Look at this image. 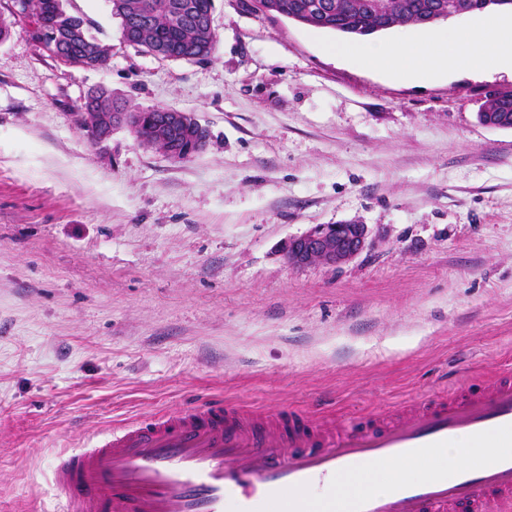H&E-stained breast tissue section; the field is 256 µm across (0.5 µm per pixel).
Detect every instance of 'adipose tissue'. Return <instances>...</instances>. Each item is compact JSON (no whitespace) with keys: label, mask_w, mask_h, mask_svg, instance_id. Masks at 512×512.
<instances>
[{"label":"adipose tissue","mask_w":512,"mask_h":512,"mask_svg":"<svg viewBox=\"0 0 512 512\" xmlns=\"http://www.w3.org/2000/svg\"><path fill=\"white\" fill-rule=\"evenodd\" d=\"M336 51L369 66L399 69L410 79H431L460 69L512 70V18L486 12L468 30L403 33L390 43H344Z\"/></svg>","instance_id":"obj_1"}]
</instances>
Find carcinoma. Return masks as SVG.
Here are the masks:
<instances>
[{"mask_svg": "<svg viewBox=\"0 0 512 512\" xmlns=\"http://www.w3.org/2000/svg\"><path fill=\"white\" fill-rule=\"evenodd\" d=\"M213 0H113L112 14L123 18L137 11L152 15V24L139 30L135 25H121L125 41L161 60H177L180 43L195 44L199 33L188 21L189 6L209 8ZM278 16L315 29L332 31L348 38H361L395 25L423 26L436 11L448 15L460 12L501 11L512 9V0H278ZM95 55L82 47H73L58 62L77 66L88 61L106 62L110 46L95 41ZM484 111L502 126L512 127V94L491 97Z\"/></svg>", "mask_w": 512, "mask_h": 512, "instance_id": "obj_1", "label": "carcinoma"}]
</instances>
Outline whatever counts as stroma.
Returning a JSON list of instances; mask_svg holds the SVG:
<instances>
[{
	"instance_id": "1",
	"label": "stroma",
	"mask_w": 512,
	"mask_h": 512,
	"mask_svg": "<svg viewBox=\"0 0 512 512\" xmlns=\"http://www.w3.org/2000/svg\"><path fill=\"white\" fill-rule=\"evenodd\" d=\"M214 5L208 61L127 44L110 0H66L105 66L0 42V512L49 507L60 450L198 395L340 416L512 369V129L478 119L512 72L412 81ZM98 89L193 113L205 148L92 142ZM345 222L371 241L350 262L283 258Z\"/></svg>"
}]
</instances>
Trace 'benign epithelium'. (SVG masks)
<instances>
[{
	"label": "benign epithelium",
	"instance_id": "benign-epithelium-1",
	"mask_svg": "<svg viewBox=\"0 0 512 512\" xmlns=\"http://www.w3.org/2000/svg\"><path fill=\"white\" fill-rule=\"evenodd\" d=\"M35 23L30 31L35 40L49 54L63 55L75 44L95 50L90 35L73 24L61 26L65 17L62 0H38L35 7ZM86 105L107 111V126L97 137L102 143L112 136V130L127 124V114L114 112V102L109 94L92 93ZM209 137L208 130L190 112L167 111L162 121L153 126L150 134L139 138L140 144L152 148L154 140L170 144L168 158L184 160L204 149ZM368 228L364 224H318L307 232L285 241L282 253L285 260L296 266L322 263L341 266L359 255L367 247Z\"/></svg>",
	"mask_w": 512,
	"mask_h": 512
}]
</instances>
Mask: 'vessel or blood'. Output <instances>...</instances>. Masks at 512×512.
<instances>
[{"instance_id":"b4317fda","label":"vessel or blood","mask_w":512,"mask_h":512,"mask_svg":"<svg viewBox=\"0 0 512 512\" xmlns=\"http://www.w3.org/2000/svg\"><path fill=\"white\" fill-rule=\"evenodd\" d=\"M451 449L465 464L433 468ZM409 462L426 473L347 483ZM50 476L58 512H512V371L351 416L284 409L263 422L207 398L63 449Z\"/></svg>"}]
</instances>
